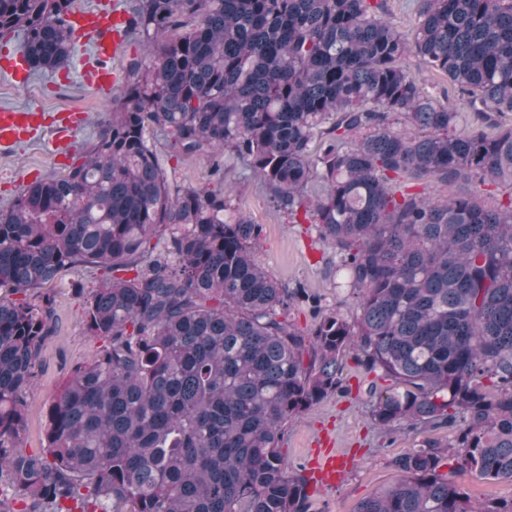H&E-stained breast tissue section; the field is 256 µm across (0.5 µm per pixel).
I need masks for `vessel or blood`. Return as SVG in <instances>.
<instances>
[{"instance_id": "vessel-or-blood-1", "label": "vessel or blood", "mask_w": 512, "mask_h": 512, "mask_svg": "<svg viewBox=\"0 0 512 512\" xmlns=\"http://www.w3.org/2000/svg\"><path fill=\"white\" fill-rule=\"evenodd\" d=\"M126 18L125 11L120 9L101 11L95 8L78 10L71 16L76 34L94 41L95 55L102 65L94 69L92 82L100 91H110L115 82L114 72L105 67L104 62L116 56L121 44L119 32ZM42 123L40 109L1 108L0 149L9 150L17 141L31 138Z\"/></svg>"}]
</instances>
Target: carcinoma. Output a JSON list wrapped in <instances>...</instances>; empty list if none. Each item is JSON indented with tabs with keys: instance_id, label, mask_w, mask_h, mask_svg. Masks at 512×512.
<instances>
[{
	"instance_id": "carcinoma-1",
	"label": "carcinoma",
	"mask_w": 512,
	"mask_h": 512,
	"mask_svg": "<svg viewBox=\"0 0 512 512\" xmlns=\"http://www.w3.org/2000/svg\"><path fill=\"white\" fill-rule=\"evenodd\" d=\"M419 2L405 33L384 0H135L125 38L147 49L126 58L95 141L0 211V512H308L280 443L351 394L350 363L374 376L373 424L414 435L356 512H512L457 481H512V0ZM73 6L0 0V39L54 73ZM426 71L460 98H429ZM226 152L315 227L355 314L279 283L255 258L262 226L170 165L205 156L217 174ZM411 181L467 190L423 197ZM81 266L102 271L85 320L106 344L28 453L25 393L55 307L25 295ZM296 306L307 333L285 320Z\"/></svg>"
}]
</instances>
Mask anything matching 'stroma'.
Listing matches in <instances>:
<instances>
[{"instance_id":"35a3bbf8","label":"stroma","mask_w":512,"mask_h":512,"mask_svg":"<svg viewBox=\"0 0 512 512\" xmlns=\"http://www.w3.org/2000/svg\"><path fill=\"white\" fill-rule=\"evenodd\" d=\"M92 45L75 39L65 77L35 73L24 83L0 74V108L38 107L45 115L41 134L12 150L0 152V209L9 208L20 189L37 179L62 174L75 156L95 140L107 117L111 100L100 97L80 75L82 59L91 57ZM178 179L195 187H222L233 205L263 225L257 251L259 263L282 285L303 282L322 295L326 305L351 312L355 299L338 288L336 276L324 259L329 251L316 244V233L305 224L291 223L287 212L277 209L271 193L245 162L225 155L222 175H214L208 158L189 157L176 165ZM96 285L85 270L69 271L52 283L55 297V332L44 344L37 379L26 394V427L22 445L43 450L46 413L51 399L79 367L90 364L102 342L86 328L84 309L87 289ZM364 376L351 378L355 390L345 397L331 396L313 405L290 422L282 451L291 464L312 475L315 457L326 450L351 457L353 464L343 481L312 493L309 512H355L358 504L393 482L395 456L412 445L400 431L376 428L365 397L357 390Z\"/></svg>"}]
</instances>
